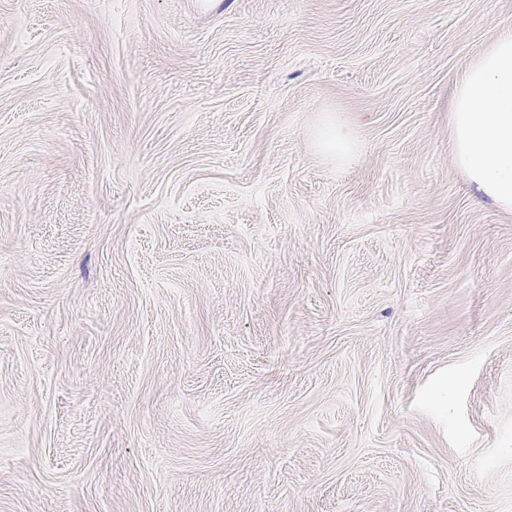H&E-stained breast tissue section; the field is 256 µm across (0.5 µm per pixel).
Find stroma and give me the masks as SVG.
<instances>
[{
    "instance_id": "obj_1",
    "label": "stroma",
    "mask_w": 512,
    "mask_h": 512,
    "mask_svg": "<svg viewBox=\"0 0 512 512\" xmlns=\"http://www.w3.org/2000/svg\"><path fill=\"white\" fill-rule=\"evenodd\" d=\"M510 23L0 0V512H512V213L448 149ZM356 141L355 127L339 118L332 122L322 134L320 142L325 144L336 156L348 155L352 151Z\"/></svg>"
}]
</instances>
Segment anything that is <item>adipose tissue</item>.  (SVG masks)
I'll use <instances>...</instances> for the list:
<instances>
[{"label": "adipose tissue", "mask_w": 512, "mask_h": 512, "mask_svg": "<svg viewBox=\"0 0 512 512\" xmlns=\"http://www.w3.org/2000/svg\"><path fill=\"white\" fill-rule=\"evenodd\" d=\"M452 164L477 200L512 213V25L456 75L448 97Z\"/></svg>", "instance_id": "adipose-tissue-1"}]
</instances>
